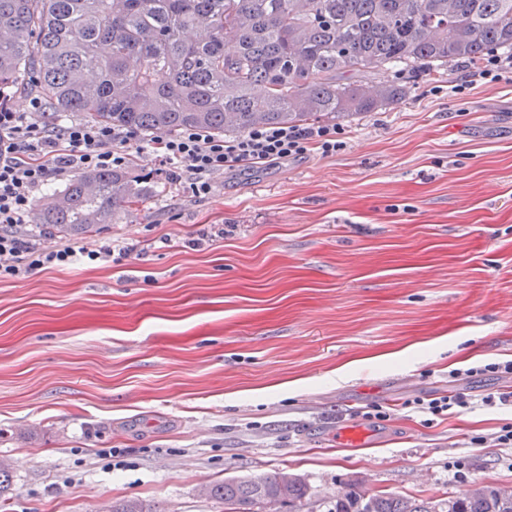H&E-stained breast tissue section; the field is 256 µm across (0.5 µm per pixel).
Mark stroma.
<instances>
[{
  "label": "stroma",
  "instance_id": "obj_1",
  "mask_svg": "<svg viewBox=\"0 0 512 512\" xmlns=\"http://www.w3.org/2000/svg\"><path fill=\"white\" fill-rule=\"evenodd\" d=\"M471 74L388 73L408 96L340 121L344 150L235 167L202 199L137 136L127 171L153 193L95 236L130 247L123 265L0 281V512H224L205 486L284 471L308 483L309 512L354 485L512 486V447L492 442L512 411L428 423L402 407L512 387L449 377L512 359V83L452 96ZM207 224L223 237L193 247ZM373 403L389 418L366 420ZM343 424L368 442L338 445Z\"/></svg>",
  "mask_w": 512,
  "mask_h": 512
}]
</instances>
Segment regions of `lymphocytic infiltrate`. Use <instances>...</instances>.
Masks as SVG:
<instances>
[{
    "label": "lymphocytic infiltrate",
    "mask_w": 512,
    "mask_h": 512,
    "mask_svg": "<svg viewBox=\"0 0 512 512\" xmlns=\"http://www.w3.org/2000/svg\"><path fill=\"white\" fill-rule=\"evenodd\" d=\"M29 105L26 112L0 107V280L21 279L79 260L123 262L129 248L108 241L92 248L61 245L50 249L39 236L26 231L25 224L35 193L52 180L83 171L127 168L131 157L126 146L135 139V132L77 120L53 127L40 97H30ZM341 135L333 124L263 125L232 139L187 128L156 138L152 149L161 164L168 166L171 183L187 185L194 197L203 198L212 193L216 178L226 169L274 163L313 149L331 155L344 149ZM407 407L436 419L480 407L512 409V390L479 398L444 392L409 401Z\"/></svg>",
    "instance_id": "1"
}]
</instances>
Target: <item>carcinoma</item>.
<instances>
[{
  "label": "carcinoma",
  "instance_id": "1",
  "mask_svg": "<svg viewBox=\"0 0 512 512\" xmlns=\"http://www.w3.org/2000/svg\"><path fill=\"white\" fill-rule=\"evenodd\" d=\"M512 56V0H0V100L18 89L53 112L150 137L214 136L378 112L406 97L392 69L444 78L458 61ZM124 171H85L39 204L41 223L90 235L149 198ZM203 493L224 512H288L299 478L226 480ZM328 512H512V492L411 500L355 487Z\"/></svg>",
  "mask_w": 512,
  "mask_h": 512
}]
</instances>
